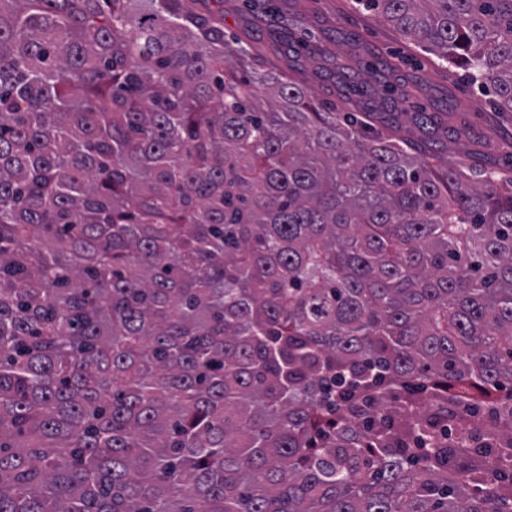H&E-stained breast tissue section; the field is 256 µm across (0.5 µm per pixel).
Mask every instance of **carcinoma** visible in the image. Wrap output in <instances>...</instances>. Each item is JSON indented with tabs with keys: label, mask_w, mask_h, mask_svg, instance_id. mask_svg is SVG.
<instances>
[{
	"label": "carcinoma",
	"mask_w": 512,
	"mask_h": 512,
	"mask_svg": "<svg viewBox=\"0 0 512 512\" xmlns=\"http://www.w3.org/2000/svg\"><path fill=\"white\" fill-rule=\"evenodd\" d=\"M355 2L512 115V0ZM222 14L0 0V512H512V179Z\"/></svg>",
	"instance_id": "1"
}]
</instances>
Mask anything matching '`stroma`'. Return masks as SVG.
<instances>
[{
  "instance_id": "35a3bbf8",
  "label": "stroma",
  "mask_w": 512,
  "mask_h": 512,
  "mask_svg": "<svg viewBox=\"0 0 512 512\" xmlns=\"http://www.w3.org/2000/svg\"><path fill=\"white\" fill-rule=\"evenodd\" d=\"M226 40L246 41L255 61L305 85L315 102L367 112L374 128L396 118L431 161L490 164L512 175V117L496 112L460 68L404 39L355 0H224ZM432 116L429 132L414 115Z\"/></svg>"
}]
</instances>
